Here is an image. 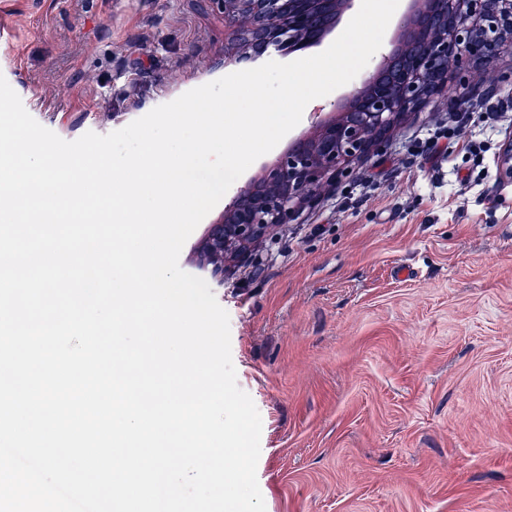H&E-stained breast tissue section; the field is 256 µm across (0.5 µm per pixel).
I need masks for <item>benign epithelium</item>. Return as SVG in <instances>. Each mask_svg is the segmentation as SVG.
<instances>
[{"label": "benign epithelium", "instance_id": "1", "mask_svg": "<svg viewBox=\"0 0 512 512\" xmlns=\"http://www.w3.org/2000/svg\"><path fill=\"white\" fill-rule=\"evenodd\" d=\"M237 47L224 66L254 63L270 50L313 46L336 28L351 0H216ZM402 37L381 55L348 102L317 137L295 140L259 179L238 187L200 255L197 275L219 287L256 260L258 248L294 224L303 207L357 161L377 153L403 116L435 98H452L453 74L512 50V0H410Z\"/></svg>", "mask_w": 512, "mask_h": 512}]
</instances>
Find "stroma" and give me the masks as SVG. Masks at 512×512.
Listing matches in <instances>:
<instances>
[{
	"label": "stroma",
	"instance_id": "35a3bbf8",
	"mask_svg": "<svg viewBox=\"0 0 512 512\" xmlns=\"http://www.w3.org/2000/svg\"><path fill=\"white\" fill-rule=\"evenodd\" d=\"M215 0H0V75L60 138L217 80ZM434 99L215 289L262 419L266 512H512V54ZM494 111L423 160L454 110Z\"/></svg>",
	"mask_w": 512,
	"mask_h": 512
}]
</instances>
